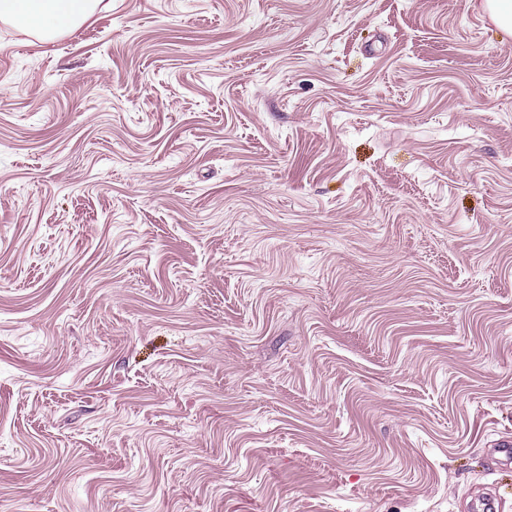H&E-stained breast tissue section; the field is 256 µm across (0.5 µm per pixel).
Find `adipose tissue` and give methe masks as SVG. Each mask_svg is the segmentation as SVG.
Here are the masks:
<instances>
[{
	"label": "adipose tissue",
	"mask_w": 512,
	"mask_h": 512,
	"mask_svg": "<svg viewBox=\"0 0 512 512\" xmlns=\"http://www.w3.org/2000/svg\"><path fill=\"white\" fill-rule=\"evenodd\" d=\"M101 0H0V19H8L44 39L77 29L95 14Z\"/></svg>",
	"instance_id": "obj_1"
}]
</instances>
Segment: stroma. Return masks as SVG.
<instances>
[{"label":"stroma","mask_w":512,"mask_h":512,"mask_svg":"<svg viewBox=\"0 0 512 512\" xmlns=\"http://www.w3.org/2000/svg\"><path fill=\"white\" fill-rule=\"evenodd\" d=\"M0 21V512H512V37L485 0Z\"/></svg>","instance_id":"35a3bbf8"}]
</instances>
